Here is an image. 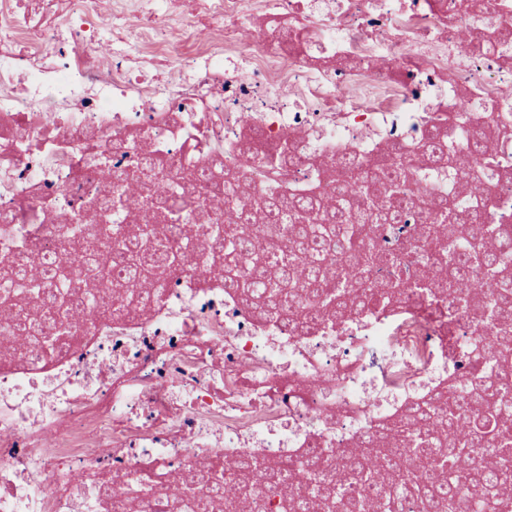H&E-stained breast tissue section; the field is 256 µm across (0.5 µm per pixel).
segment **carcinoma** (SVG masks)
I'll return each instance as SVG.
<instances>
[{
  "label": "carcinoma",
  "mask_w": 512,
  "mask_h": 512,
  "mask_svg": "<svg viewBox=\"0 0 512 512\" xmlns=\"http://www.w3.org/2000/svg\"><path fill=\"white\" fill-rule=\"evenodd\" d=\"M440 128L435 126L427 142L421 146L422 158L442 166L445 156ZM257 167L275 168L288 164V152L283 150L255 152L250 155ZM165 163L159 148L149 147L136 165L135 176H125V170L103 171L107 183L113 184L116 197L99 201L101 213L112 211L120 196L130 193L128 201L151 211L154 218L164 225L165 232L186 242L200 237V227L193 224H169L168 216L175 207L205 211L206 197L221 198L229 205V223L224 234L205 235L199 248V264L224 262V287L241 292L252 300L263 315L276 320L293 303V313L301 316V324L310 323L323 314L324 306H332L331 313L345 314L349 309L362 308L374 296L366 292L358 295L338 285L336 293L328 296L333 287L328 276L310 264L309 254L328 247L337 248L344 259L348 275L356 277L368 271L379 258L394 261V256L379 255L369 237L370 225L386 223L400 216L411 199L400 196L396 188L407 181L403 163L395 160L381 163L370 173L368 190L378 195L380 202L363 206L359 201L360 189L354 183L336 182L334 195L321 198L315 193L305 197L294 194L269 198H242L240 179L230 169L215 167L205 176L198 170L187 176H178L159 191L155 189L158 175ZM474 203L487 200L482 188L483 174L478 168L467 173ZM432 223L423 229L420 239L428 246L437 243L442 251L421 250L420 261L431 271L432 280L440 282L448 292V308H467L471 301L489 310L495 322V333L483 334L482 320H477L478 336L475 338V368L467 383L460 387L457 396L418 404L406 411L404 427L409 430L414 447L405 449V458L396 456L394 449L376 451L374 456L361 448H354L348 457L344 478L334 482L323 461L310 458L296 461L282 468L270 467L259 475L267 484H277L291 477L294 472H305L313 487L305 504L292 500L287 507L306 508L310 512L330 499H343L351 488L363 491L373 489L371 500L380 512H392L399 497L404 494H423L432 501L434 509L448 512H483L486 501L496 498V504L506 509L512 498L506 491V482L495 483L496 475L512 472V409L507 406L505 390L512 373V279L508 275L509 261L505 260L493 270V288L483 291L479 280L469 276L474 264L484 262L485 244L495 245L503 257L512 255V239L505 233L497 239L490 238L489 212L476 209L468 217L458 215L448 207V198L424 202ZM250 224H270L267 238L252 243L245 233ZM292 225L289 239L290 257L283 262L278 255L280 233L274 225ZM89 236L86 224H77L64 230L65 244L82 243ZM89 272L93 277H104L116 272L115 292L112 297L125 308L120 293L122 288H139L158 280L168 271L175 256L159 244L132 230L123 229L117 244L96 257ZM0 283L6 288H28L40 303V311L16 317L11 326L13 336H48L57 333L61 317L79 318L95 301L96 293L87 287L71 284L67 270L53 261L42 266L10 263L0 269ZM465 415L469 426L459 429L458 418ZM479 451L483 464L472 466L464 474L448 478L443 484L439 469L457 467L461 459H470ZM216 478L200 470L190 476L188 483L195 490L208 496Z\"/></svg>",
  "instance_id": "1"
}]
</instances>
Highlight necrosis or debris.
<instances>
[{
    "label": "necrosis or debris",
    "instance_id": "necrosis-or-debris-1",
    "mask_svg": "<svg viewBox=\"0 0 512 512\" xmlns=\"http://www.w3.org/2000/svg\"><path fill=\"white\" fill-rule=\"evenodd\" d=\"M22 2L0 0V263L54 254L85 278L61 225L104 194L101 165L135 166L154 141L166 177L216 157L253 194L304 196L347 159L360 178L390 145L413 158L438 106L449 151L485 170L512 230V44L458 50L512 0ZM283 143L288 167H249ZM409 189L402 223L372 227L405 271L384 308L271 321L181 252L143 311L116 313L105 288L66 353L35 341L0 357V512H154L150 491L241 458L317 456L340 478L350 449L463 384L475 321L418 288L410 243L421 199L472 200L427 164Z\"/></svg>",
    "mask_w": 512,
    "mask_h": 512
}]
</instances>
